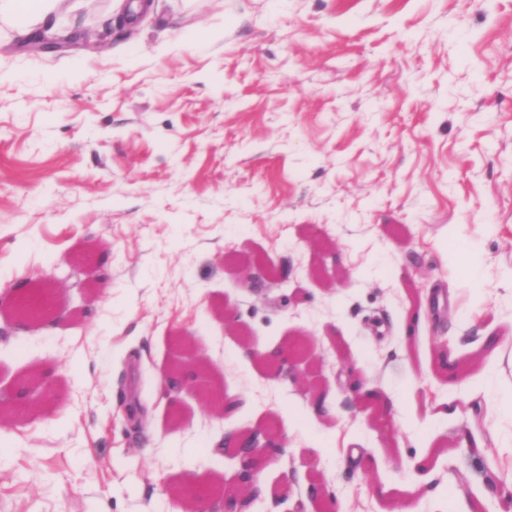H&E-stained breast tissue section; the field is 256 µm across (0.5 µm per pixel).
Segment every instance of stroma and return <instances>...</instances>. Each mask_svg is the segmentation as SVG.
I'll list each match as a JSON object with an SVG mask.
<instances>
[{
  "label": "stroma",
  "mask_w": 512,
  "mask_h": 512,
  "mask_svg": "<svg viewBox=\"0 0 512 512\" xmlns=\"http://www.w3.org/2000/svg\"><path fill=\"white\" fill-rule=\"evenodd\" d=\"M64 0L0 22V512H166L232 482L225 434L278 420L258 512H499L512 483V0ZM95 45L36 54L37 29ZM335 250L332 260L321 252ZM287 282L244 285L234 256ZM229 308L247 340L225 328ZM292 333L328 392L254 352ZM184 336L232 413L166 399ZM399 402L375 419L349 384ZM441 418L427 420L429 410ZM57 291L55 288L26 290L14 301L17 315L24 321H41L51 317L56 311Z\"/></svg>",
  "instance_id": "obj_1"
}]
</instances>
